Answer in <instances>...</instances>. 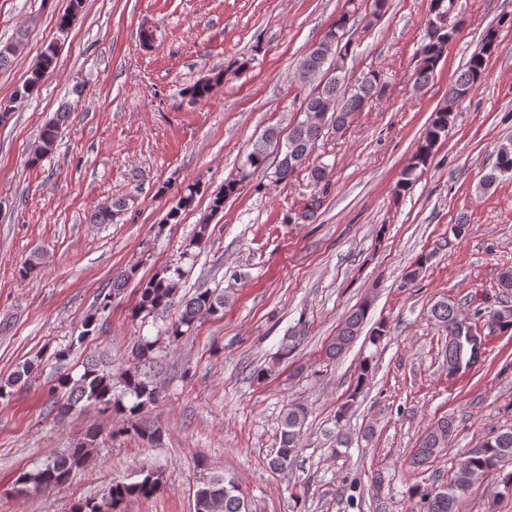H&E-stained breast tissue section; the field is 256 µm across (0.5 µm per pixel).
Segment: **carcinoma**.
I'll list each match as a JSON object with an SVG mask.
<instances>
[{
  "mask_svg": "<svg viewBox=\"0 0 512 512\" xmlns=\"http://www.w3.org/2000/svg\"><path fill=\"white\" fill-rule=\"evenodd\" d=\"M448 14V0H430V15L426 21L423 44L414 70V87L418 90L426 87L433 77L443 54L445 44L456 35L463 21L458 20L447 29H434L441 25L439 17ZM338 35H324L319 45L310 49L300 62V75L317 82L316 92L309 95L301 106L302 118L290 128L286 139H281V131L276 126L264 130L260 139L253 144L241 165L238 177L224 182V190L216 194L210 204L211 212L224 209V199L236 194L251 171L266 163L268 150L272 146L280 147V159L275 174L280 180L290 179L306 163L315 143L324 131L336 132L344 129L355 113L362 111L379 95L380 80L376 73L370 72L359 77L355 83L348 82L342 75L343 67L337 58L345 57L349 45L338 50L344 39L346 17L336 21ZM22 37L0 42V69L9 67L16 55ZM499 48L497 33L489 29L484 34L480 50L474 53L464 68L458 72L454 82L448 87V106L435 113L431 124L416 151L409 157L400 172L396 190L404 192L410 189L429 165L434 151L448 134V122L451 116V104L466 99L483 81L486 74V62ZM56 50L48 46L32 65L29 77L16 88L11 97L0 100V121L14 108V104L28 99L38 92L44 76L56 65ZM59 123L47 124L29 155L32 165L39 164L53 150L57 139ZM512 174V142H504L497 147L496 161L490 173L486 174L480 186L491 189L500 177ZM433 253L418 258L404 275V281L415 283L423 268L432 259ZM182 271L175 266L168 267L153 275L142 288L140 298L134 310V316L159 317L175 309L177 314L166 327L169 341L176 342L190 330L204 314L213 316L224 310V293L209 288L198 289L189 298L179 297ZM370 300L364 299L340 323L336 336L332 337L326 357L335 359L342 355L354 342L363 328L368 315ZM432 317L441 324L451 339L445 348L448 369L463 364L467 369L474 364L479 354L468 350L458 340L462 335L460 323L464 320L459 303L441 300L433 305ZM155 353V342L140 338L130 349V365L122 375L123 390L114 391L112 369L106 360L91 355L83 365L79 378L61 372L55 378L51 391L62 392L63 397L54 401L53 408L61 414H67L80 403L95 405L99 409L119 419L120 426L112 431L116 436H133L150 444L161 441L159 428L142 423L141 413L155 403L160 395L159 388L146 376ZM40 364L29 361L19 365L6 379L0 380V399L10 396V388L20 382L27 383L35 378ZM308 410L301 404L288 405L284 413L281 430L274 455L268 462L269 468L284 471L296 460L299 452V440L303 432ZM455 432L452 420L443 417L429 428L420 438L414 450V459L425 464L434 459L441 449L448 447ZM100 434L95 428L88 430L82 440L69 448L64 454L43 462L32 471L21 474L17 483L22 492H43L60 487L69 482L72 473L83 467L93 448L99 444ZM512 459V430L500 432L491 438L482 440L471 448L466 456L457 462L456 473L449 482L439 484L415 485L411 497L416 499V512H458L459 504L469 493L473 476H494L502 486H512V471L506 470V458ZM204 471L194 491V512H250L248 501L242 492L240 482L234 474H222L206 471V462L199 463ZM163 471L154 470L135 482H114L108 496L98 502L92 499H79L72 504L71 512H121L122 504L131 497L148 499L161 488Z\"/></svg>",
  "mask_w": 512,
  "mask_h": 512,
  "instance_id": "carcinoma-1",
  "label": "carcinoma"
}]
</instances>
